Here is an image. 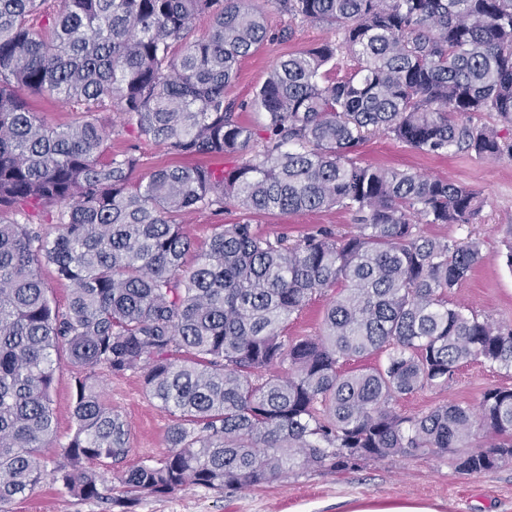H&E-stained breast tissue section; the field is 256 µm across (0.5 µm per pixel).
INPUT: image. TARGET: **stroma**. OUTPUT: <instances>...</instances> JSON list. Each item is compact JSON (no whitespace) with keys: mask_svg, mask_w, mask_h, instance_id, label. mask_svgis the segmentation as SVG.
<instances>
[{"mask_svg":"<svg viewBox=\"0 0 512 512\" xmlns=\"http://www.w3.org/2000/svg\"><path fill=\"white\" fill-rule=\"evenodd\" d=\"M273 30L291 29L284 40L266 42L245 59L238 76L228 88L230 98L249 101L278 60L288 53L303 51L333 39L330 27L281 12L278 0H256ZM362 162L425 175L439 176L478 193L483 201L479 220L468 230L456 226L425 225L428 235L463 240L474 237L482 243V260L469 279L455 288L451 299L482 319L512 324V264L507 261V243L512 240V158L489 161L474 154L434 157L383 135L367 138L360 149ZM250 219L263 233L288 234L297 239L309 228L330 225L348 231L353 218L339 208L287 215L244 216L234 208L214 215L196 214L187 230L197 244H204L213 225ZM60 367L53 384L56 439L45 454L58 458L69 440L73 423L71 406L76 390L74 371L66 354L58 356ZM103 398L129 424L131 451L127 465L152 463L168 449L167 432L172 416L150 398L139 375H101ZM512 386V371L471 362L457 371L447 388H425L396 404L405 415L426 413L448 402L476 405L484 392ZM418 501L436 506L438 512H512V463L474 475L457 473L447 459L415 456L368 460L359 467L341 471L306 472L281 478L251 489L220 494L187 485L166 496L144 495L130 508L109 507L96 500L72 496L61 484L44 479L35 492L8 504V512H343L345 499Z\"/></svg>","mask_w":512,"mask_h":512,"instance_id":"35a3bbf8","label":"stroma"}]
</instances>
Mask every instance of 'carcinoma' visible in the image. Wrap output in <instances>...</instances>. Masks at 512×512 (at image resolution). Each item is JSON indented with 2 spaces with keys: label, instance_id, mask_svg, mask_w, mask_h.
<instances>
[{
  "label": "carcinoma",
  "instance_id": "cac0c4a2",
  "mask_svg": "<svg viewBox=\"0 0 512 512\" xmlns=\"http://www.w3.org/2000/svg\"><path fill=\"white\" fill-rule=\"evenodd\" d=\"M61 2L52 14L45 0H0V508L48 475L128 507L366 459L446 455L465 475L512 462V387L476 408L396 410L466 363L512 370V325L449 300L481 242L421 230L476 223L479 196L358 159L371 133L432 155L512 157V137L472 122L490 112L512 128V0H278L341 38L283 56L245 105L226 90L271 37L253 0ZM201 15L212 25L196 38ZM346 54L355 64L342 75ZM24 91L74 119L47 124ZM112 105L120 124L92 118ZM245 107L262 120L243 121ZM116 133L231 165L159 167L134 182L140 157L112 152ZM229 206L339 207L353 231L318 226L292 241L242 221L195 246L185 218ZM42 264L70 284L63 310ZM329 291L321 333L289 339L291 316ZM62 349L80 377L74 430L50 468L41 449L55 438ZM375 355L384 361L363 364ZM349 361L360 366L343 370ZM98 369L139 374L174 417L162 459L122 467L129 426L103 400ZM485 433L496 442L480 444ZM100 459L113 477L85 466Z\"/></svg>",
  "mask_w": 512,
  "mask_h": 512
}]
</instances>
